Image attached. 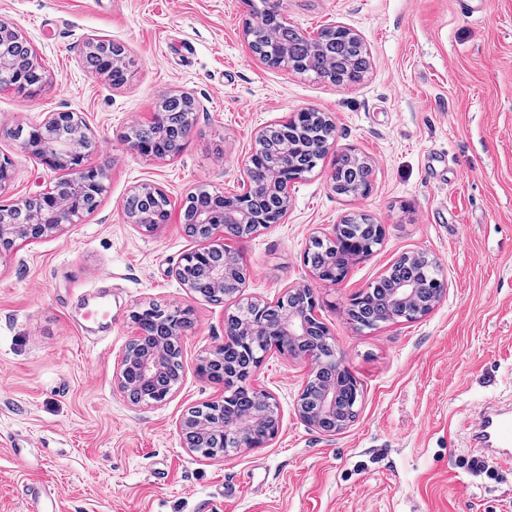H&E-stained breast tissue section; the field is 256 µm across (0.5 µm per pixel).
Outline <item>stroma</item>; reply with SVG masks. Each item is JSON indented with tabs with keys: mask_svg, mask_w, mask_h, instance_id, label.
<instances>
[{
	"mask_svg": "<svg viewBox=\"0 0 512 512\" xmlns=\"http://www.w3.org/2000/svg\"><path fill=\"white\" fill-rule=\"evenodd\" d=\"M281 10L312 35L334 23L358 33L363 77L337 85L261 63L246 0H0V19L45 76L32 95L0 90V155L16 171L0 205L63 178L15 136L50 112L83 121L86 162L104 185L93 212L0 253V512H27L32 482L49 485L62 512H512V465L488 456L487 473L473 475L463 431L482 404L512 397V0L470 12L458 0H281ZM92 37L131 58L124 85L86 66ZM180 90L195 99L181 151H128L130 128ZM303 109L332 119V152L292 185L284 223L235 242L250 270L240 298L273 302L308 283L315 232L351 213L374 217L382 245L341 284L317 289L362 400L347 429H315L295 412L306 365L268 354L253 380L278 403V435L205 458L178 423L224 392L199 366L223 343L237 300L191 297L174 270L201 240L176 222L146 233L124 204L141 184L177 209L200 187L242 193L259 133ZM345 151L374 170L366 195L332 189ZM418 251L443 267L441 302L412 322L355 329L353 298ZM100 301L103 323L87 316ZM151 303L189 312L183 375L167 400L134 407L115 372L137 331L133 312Z\"/></svg>",
	"mask_w": 512,
	"mask_h": 512,
	"instance_id": "1",
	"label": "stroma"
}]
</instances>
